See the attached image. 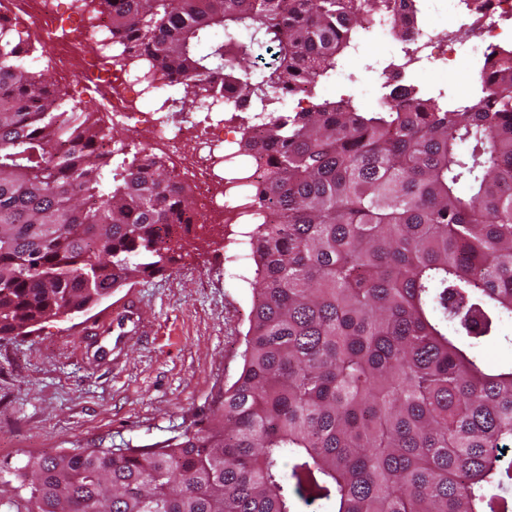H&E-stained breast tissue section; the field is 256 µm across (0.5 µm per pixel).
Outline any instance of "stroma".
<instances>
[{"mask_svg": "<svg viewBox=\"0 0 512 512\" xmlns=\"http://www.w3.org/2000/svg\"><path fill=\"white\" fill-rule=\"evenodd\" d=\"M387 51L363 41L360 57L344 62L351 84H326L319 98L378 106L381 90L361 80L388 67ZM247 230L223 220L192 225L179 233L164 271L86 311L1 339L0 469L77 447L158 448L209 424L243 364L255 277L243 257ZM129 293L141 298L153 335L129 342L116 361L84 362L86 327Z\"/></svg>", "mask_w": 512, "mask_h": 512, "instance_id": "stroma-1", "label": "stroma"}]
</instances>
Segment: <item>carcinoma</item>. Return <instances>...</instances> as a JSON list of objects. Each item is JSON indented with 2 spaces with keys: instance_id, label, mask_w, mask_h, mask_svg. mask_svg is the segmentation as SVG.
<instances>
[{
  "instance_id": "cac0c4a2",
  "label": "carcinoma",
  "mask_w": 512,
  "mask_h": 512,
  "mask_svg": "<svg viewBox=\"0 0 512 512\" xmlns=\"http://www.w3.org/2000/svg\"><path fill=\"white\" fill-rule=\"evenodd\" d=\"M112 11L102 56L270 112L243 366L204 429L161 448H73L12 468L16 512H512V50L479 104L393 89L315 97L396 0H79ZM0 16V337L163 269L191 210L163 165L69 104ZM162 84L144 81L154 92Z\"/></svg>"
}]
</instances>
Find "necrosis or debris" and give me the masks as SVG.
Masks as SVG:
<instances>
[{
	"label": "necrosis or debris",
	"mask_w": 512,
	"mask_h": 512,
	"mask_svg": "<svg viewBox=\"0 0 512 512\" xmlns=\"http://www.w3.org/2000/svg\"><path fill=\"white\" fill-rule=\"evenodd\" d=\"M425 2L407 0L405 11L414 19L410 30L392 29L382 20L373 23L371 36L380 43H401V70L416 76L430 69L451 77L467 87L461 102L475 104L477 79L488 57L512 41V0H468L462 9L453 2L446 16L438 19L427 15ZM0 13L8 15L15 26L32 27L34 35L49 46L55 73L62 77L79 75L81 90L91 103L107 101L113 124L133 127L147 144L177 148L181 129L173 117L129 109L127 96L137 93L138 79L117 73L103 76L96 56L84 51L85 43L98 42L111 32V13L101 14L95 25L81 29L66 23L61 0H0ZM464 21L478 31L481 54H473L456 38L455 30ZM227 128L224 118L205 113L193 153L185 160L183 176L202 199L201 217L223 214L246 224L258 208L255 191L270 148L261 129H254V149L246 159H239Z\"/></svg>",
	"instance_id": "obj_1"
}]
</instances>
